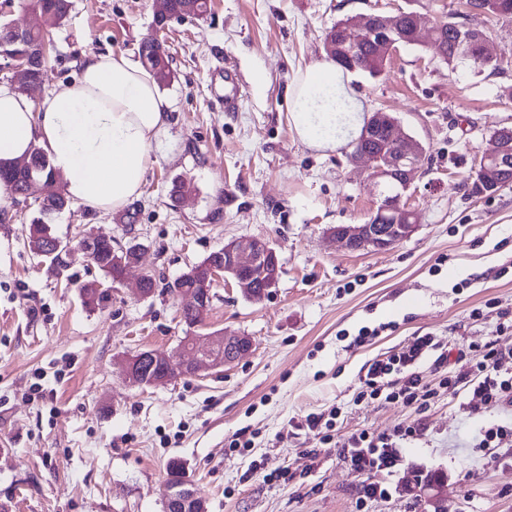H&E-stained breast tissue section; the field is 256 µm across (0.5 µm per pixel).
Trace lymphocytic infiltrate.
I'll use <instances>...</instances> for the list:
<instances>
[{
	"instance_id": "f902f5d3",
	"label": "lymphocytic infiltrate",
	"mask_w": 512,
	"mask_h": 512,
	"mask_svg": "<svg viewBox=\"0 0 512 512\" xmlns=\"http://www.w3.org/2000/svg\"><path fill=\"white\" fill-rule=\"evenodd\" d=\"M458 355L467 359V368L449 371L446 344L430 333L413 336L401 351L366 364L353 401L399 403L423 414L445 395L459 399L460 409L470 416L495 413L512 404V373L500 370L498 363L506 353L496 341L461 346ZM337 415L334 409L311 413L301 426L320 443H335L354 472L371 475V482L363 483L359 490V502L387 497L390 489L386 479L401 464L399 447L420 436L422 426L401 424L393 432L379 434L364 430L337 441L331 434Z\"/></svg>"
}]
</instances>
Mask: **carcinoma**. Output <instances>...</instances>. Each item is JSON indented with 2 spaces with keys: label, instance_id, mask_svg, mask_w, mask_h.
<instances>
[{
  "label": "carcinoma",
  "instance_id": "cac0c4a2",
  "mask_svg": "<svg viewBox=\"0 0 512 512\" xmlns=\"http://www.w3.org/2000/svg\"><path fill=\"white\" fill-rule=\"evenodd\" d=\"M42 19L41 25L35 30H24L16 39L0 43V53L28 56V65L14 73L12 79L21 84L41 83L46 65L45 46L51 31L65 22L72 8L71 0H33ZM463 6L472 11H481L496 16L512 17V0H464ZM208 10V0H162L161 10L156 16L171 14L177 18L200 17ZM336 27L342 29L344 37L355 41L351 59L343 66L350 71L367 72L374 75L380 72L384 59L379 56L374 40L362 38L350 29V19L336 22ZM430 39L437 45L442 58L449 64L471 62L478 66L486 65L480 60L481 44L473 32L461 27L453 17L438 20L430 29ZM139 56L143 66L150 71L159 86L170 83L172 70L169 56L163 44L155 37L144 39L139 47ZM390 140L389 133L384 128L376 132V138L358 140L352 151L367 150L375 155L382 153L385 143ZM36 181L43 187V202L39 206L41 217L33 220L30 231L31 249L37 251L54 236L50 225L44 221V216L61 212L68 208L72 201L61 185L59 175L51 166L50 159L41 149L35 147L29 156L15 166L1 170L0 182L5 184L10 194L16 195L25 190L28 183ZM512 182V164L506 171L482 172L478 168L472 183V190L479 194H494L505 183ZM96 254V268L110 281H115L112 271V239L99 235L93 243ZM83 304L89 309H96L108 299V294L95 288H81Z\"/></svg>",
  "mask_w": 512,
  "mask_h": 512
}]
</instances>
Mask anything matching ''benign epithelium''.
I'll use <instances>...</instances> for the list:
<instances>
[{
	"mask_svg": "<svg viewBox=\"0 0 512 512\" xmlns=\"http://www.w3.org/2000/svg\"><path fill=\"white\" fill-rule=\"evenodd\" d=\"M397 16L393 14H368L352 18L355 31L362 37H369L379 31L386 33L394 29ZM389 127L390 139L400 144L399 153L387 155L385 162L367 153L352 155L354 164H362L370 177L380 183L395 182L405 191L420 171L419 159L424 154L421 143L397 132V121L388 113L376 111L366 118L364 138H369L381 126ZM512 141H492V147L481 153L482 164L493 163L496 168H506L512 159ZM380 213L394 217L392 224H339L329 228L332 238L341 241L351 250H387L408 238L415 230L417 217L414 211L402 205V194L398 193L380 203ZM72 246L61 239H50L44 252L38 257L59 255L66 260ZM280 260L277 252L261 238H249L231 241L224 245V275L230 277L249 300L256 301L266 297L276 287L279 279ZM185 276L196 280V287L183 288L178 292L184 308L208 315V304L212 300V285L216 273L210 264L190 270ZM266 279L263 289L257 288V277ZM253 347L252 338L239 334H221L219 336H197L192 334L183 343V349L191 353L186 360L182 355L158 350L141 351L121 363L122 373L132 386L169 383L177 378L196 377L206 368L219 370L235 363ZM178 367L181 374L172 373V367ZM198 500L190 485H168L166 508L179 504L187 507Z\"/></svg>",
	"mask_w": 512,
	"mask_h": 512,
	"instance_id": "obj_1",
	"label": "benign epithelium"
}]
</instances>
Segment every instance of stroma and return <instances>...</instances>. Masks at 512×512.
Wrapping results in <instances>:
<instances>
[{"label": "stroma", "mask_w": 512, "mask_h": 512, "mask_svg": "<svg viewBox=\"0 0 512 512\" xmlns=\"http://www.w3.org/2000/svg\"><path fill=\"white\" fill-rule=\"evenodd\" d=\"M53 33L40 100L75 78L82 60L117 51L138 61L141 41L163 42L174 78L162 92L171 109L154 148L138 213L126 229L118 213L72 205L53 214L54 233L77 241L87 230L114 247L141 244L139 263L89 310L81 286L96 278L73 249L62 276L47 273L28 246L36 207L0 204V512H165L167 464L180 459L208 512H426L404 489L417 471L446 475L444 512H512V447L475 448L472 436L512 417L466 416L441 398L426 413L352 397L370 358L399 351L419 333L450 348L497 339L512 348V185L472 191L475 164L494 130L512 128V18L463 12L460 0H210L201 18L154 23L156 0H72ZM412 9L427 19L460 13L487 34L497 68L455 67L434 45L399 46L381 74L351 73L365 112L397 118L424 148L403 195L418 216L414 233L386 251H353L328 233L362 224L379 189L349 159L350 146L317 151L288 124L287 89L300 69L324 60L337 21ZM243 94L238 111L217 101L224 72ZM189 183L174 202V180ZM261 237L277 251L278 283L264 300L246 299L217 277L204 325L190 328L166 288L233 240ZM153 273L152 297L136 293ZM378 329L370 344L353 340ZM251 336L253 348L223 371L171 384L133 387L119 362L144 350L178 351L184 336ZM41 394H33V382ZM341 407L337 437L423 424L402 449L391 494L358 503L360 475L337 448L295 422ZM249 452L229 449L233 437ZM316 449V458L305 452ZM289 470L283 482L276 475Z\"/></svg>", "instance_id": "stroma-1"}]
</instances>
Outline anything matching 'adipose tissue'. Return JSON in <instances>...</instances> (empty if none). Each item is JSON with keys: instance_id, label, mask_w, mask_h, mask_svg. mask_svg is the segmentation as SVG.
<instances>
[{"instance_id": "adipose-tissue-1", "label": "adipose tissue", "mask_w": 512, "mask_h": 512, "mask_svg": "<svg viewBox=\"0 0 512 512\" xmlns=\"http://www.w3.org/2000/svg\"><path fill=\"white\" fill-rule=\"evenodd\" d=\"M348 81L329 60L307 66L290 84L288 121L307 147L334 150L359 135L362 104ZM169 110L152 76L115 52L87 56L77 79L37 104L0 84V167L41 145L74 203L118 211L141 194Z\"/></svg>"}]
</instances>
